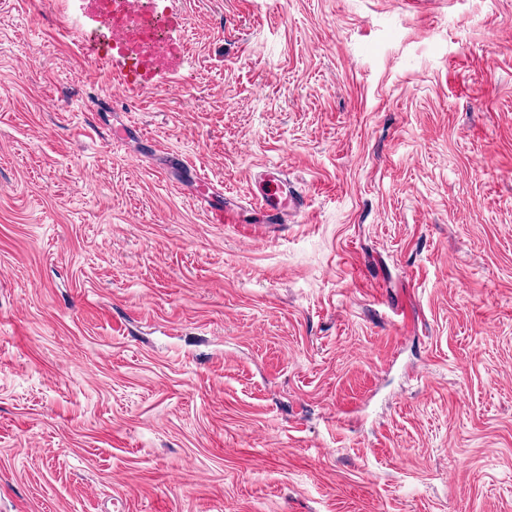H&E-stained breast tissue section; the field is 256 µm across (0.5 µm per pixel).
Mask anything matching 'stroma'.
Segmentation results:
<instances>
[{"mask_svg": "<svg viewBox=\"0 0 512 512\" xmlns=\"http://www.w3.org/2000/svg\"><path fill=\"white\" fill-rule=\"evenodd\" d=\"M158 5L0 0V512H512V0ZM127 0H94L96 9L110 22L111 44L108 50L112 52V32L117 31L124 57L132 62L137 71L149 72L169 64L184 50L182 43L168 42L167 49H159L158 31L153 21L152 13L132 16L126 7ZM208 181L199 176V180L190 189L192 198L200 205L207 220L211 224H239V213L236 208L224 205L218 198L221 191L208 186ZM255 196L254 206L268 213V224L287 223L288 195L284 197L286 186L279 179H268Z\"/></svg>", "mask_w": 512, "mask_h": 512, "instance_id": "stroma-1", "label": "stroma"}]
</instances>
